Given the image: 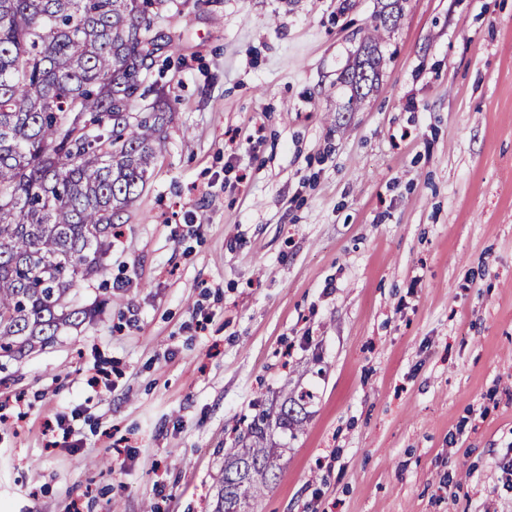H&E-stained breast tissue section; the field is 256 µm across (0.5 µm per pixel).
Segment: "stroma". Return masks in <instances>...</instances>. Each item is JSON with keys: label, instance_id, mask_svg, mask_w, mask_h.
Masks as SVG:
<instances>
[{"label": "stroma", "instance_id": "obj_1", "mask_svg": "<svg viewBox=\"0 0 512 512\" xmlns=\"http://www.w3.org/2000/svg\"><path fill=\"white\" fill-rule=\"evenodd\" d=\"M386 2L175 0L104 311L0 357V512H211L284 389L253 512H512V0H402L353 106ZM393 4H385L377 15V22L373 26V36L364 46L363 51L358 53L353 61L347 66L341 75V80L351 89L352 100L361 101L364 97L363 87H371L378 79V68L380 58L376 56V39L380 36V29L387 28L389 18L393 16ZM391 8V11H386ZM394 17V16H393ZM374 42V44H372ZM312 394H301L290 400L279 411L262 409L249 422L246 432L238 437L241 448H229L225 454L224 470L217 479L216 503L212 512H246L247 499L260 495L267 487L268 476L276 467V448H264L261 441L272 427L288 431V426L301 422L307 400ZM295 406L297 408H295ZM254 441L247 444V440Z\"/></svg>", "mask_w": 512, "mask_h": 512}]
</instances>
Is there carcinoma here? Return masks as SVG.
Here are the masks:
<instances>
[{"label": "carcinoma", "instance_id": "carcinoma-1", "mask_svg": "<svg viewBox=\"0 0 512 512\" xmlns=\"http://www.w3.org/2000/svg\"><path fill=\"white\" fill-rule=\"evenodd\" d=\"M170 0H0V353L22 357L93 318L74 287L101 274L112 230L145 190L166 115L162 95L132 111L159 50L155 19ZM341 75L360 101L378 79L374 41ZM312 394L261 410L225 454L212 512H246L276 467L261 444L288 430Z\"/></svg>", "mask_w": 512, "mask_h": 512}]
</instances>
